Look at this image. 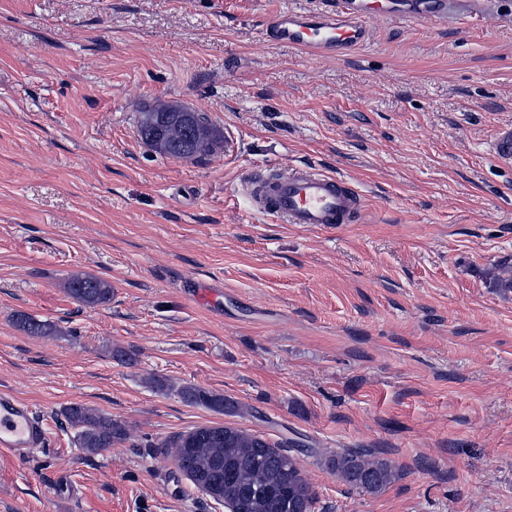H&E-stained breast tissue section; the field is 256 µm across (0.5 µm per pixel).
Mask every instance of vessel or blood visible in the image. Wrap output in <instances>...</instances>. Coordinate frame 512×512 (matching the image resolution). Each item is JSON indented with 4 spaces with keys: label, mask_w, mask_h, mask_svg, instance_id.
Instances as JSON below:
<instances>
[{
    "label": "vessel or blood",
    "mask_w": 512,
    "mask_h": 512,
    "mask_svg": "<svg viewBox=\"0 0 512 512\" xmlns=\"http://www.w3.org/2000/svg\"><path fill=\"white\" fill-rule=\"evenodd\" d=\"M449 0H318L313 10L285 8L263 24L264 40L297 48L316 58L341 59L368 44L378 19L435 24L448 14ZM252 207L283 224L333 228L354 221L362 210L347 181L310 167L269 166L244 181ZM48 432L35 408L0 392V450L24 454L44 447Z\"/></svg>",
    "instance_id": "obj_1"
}]
</instances>
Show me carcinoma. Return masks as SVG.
I'll use <instances>...</instances> for the list:
<instances>
[{
  "label": "carcinoma",
  "mask_w": 512,
  "mask_h": 512,
  "mask_svg": "<svg viewBox=\"0 0 512 512\" xmlns=\"http://www.w3.org/2000/svg\"><path fill=\"white\" fill-rule=\"evenodd\" d=\"M137 134L153 146L163 142L166 155L183 159L209 154L216 141L209 119L200 112H169L162 120L144 112ZM65 288L75 301L88 306L104 304L112 297V286L92 275H74ZM16 321L33 334L50 330L25 314ZM181 394L191 403L228 404L196 387H187ZM63 416L74 430L78 447L89 456L127 437L124 424L82 404L65 408ZM168 447L175 449L177 467L193 478L198 489L208 495L218 491L239 512H313L314 494L294 456L261 435L228 426H205L175 437ZM327 466L350 486L369 493L381 491L397 475L392 464L369 448L338 453L327 459Z\"/></svg>",
  "instance_id": "obj_1"
}]
</instances>
